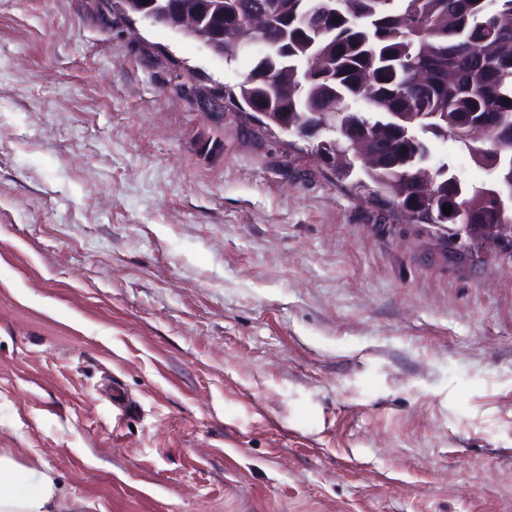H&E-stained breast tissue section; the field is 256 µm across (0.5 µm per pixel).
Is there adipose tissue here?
Listing matches in <instances>:
<instances>
[{"label": "adipose tissue", "mask_w": 512, "mask_h": 512, "mask_svg": "<svg viewBox=\"0 0 512 512\" xmlns=\"http://www.w3.org/2000/svg\"><path fill=\"white\" fill-rule=\"evenodd\" d=\"M0 512H68V501L46 471L0 453Z\"/></svg>", "instance_id": "adipose-tissue-1"}]
</instances>
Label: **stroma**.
I'll use <instances>...</instances> for the list:
<instances>
[{"instance_id": "obj_1", "label": "stroma", "mask_w": 512, "mask_h": 512, "mask_svg": "<svg viewBox=\"0 0 512 512\" xmlns=\"http://www.w3.org/2000/svg\"><path fill=\"white\" fill-rule=\"evenodd\" d=\"M117 0H0V448L76 512H512V246L338 182Z\"/></svg>"}]
</instances>
